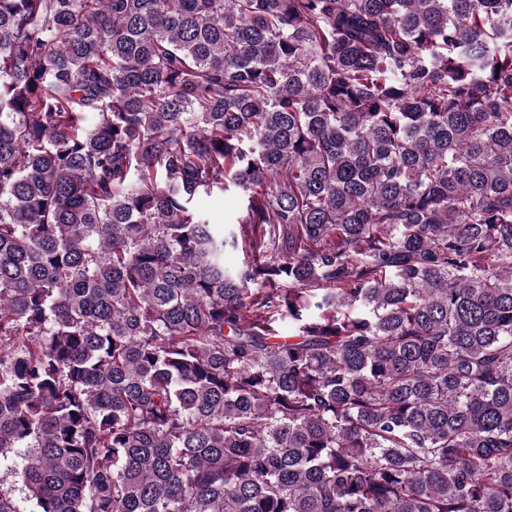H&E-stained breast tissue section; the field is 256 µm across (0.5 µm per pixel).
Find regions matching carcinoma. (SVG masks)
Segmentation results:
<instances>
[{
  "instance_id": "cac0c4a2",
  "label": "carcinoma",
  "mask_w": 512,
  "mask_h": 512,
  "mask_svg": "<svg viewBox=\"0 0 512 512\" xmlns=\"http://www.w3.org/2000/svg\"><path fill=\"white\" fill-rule=\"evenodd\" d=\"M17 459L32 512H512V0H0ZM194 206L201 214L209 216L212 224L231 222L241 215L242 195L237 190L224 193V197L199 196Z\"/></svg>"
}]
</instances>
